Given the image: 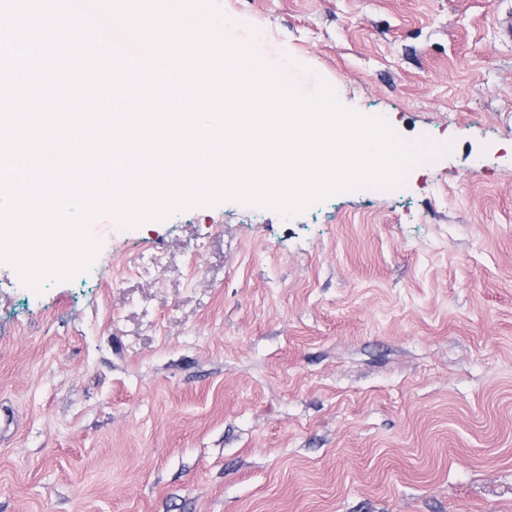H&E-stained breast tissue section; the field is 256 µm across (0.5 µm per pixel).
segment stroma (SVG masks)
<instances>
[{"label":"stroma","mask_w":512,"mask_h":512,"mask_svg":"<svg viewBox=\"0 0 512 512\" xmlns=\"http://www.w3.org/2000/svg\"><path fill=\"white\" fill-rule=\"evenodd\" d=\"M298 89L453 141L285 220L0 262V512H512V0H214Z\"/></svg>","instance_id":"stroma-1"}]
</instances>
